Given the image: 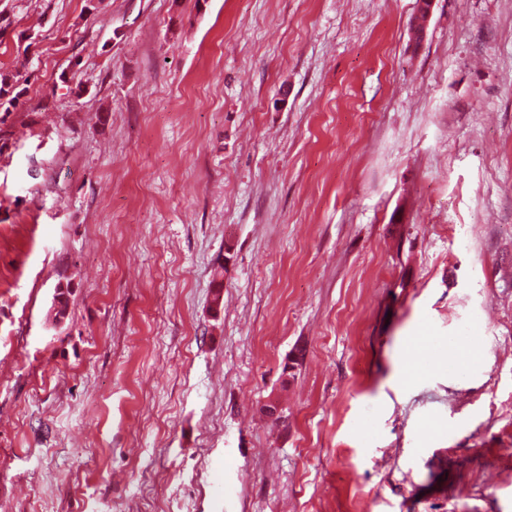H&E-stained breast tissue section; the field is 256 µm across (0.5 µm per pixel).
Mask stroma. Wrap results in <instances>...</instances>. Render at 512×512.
<instances>
[{
	"instance_id": "obj_1",
	"label": "stroma",
	"mask_w": 512,
	"mask_h": 512,
	"mask_svg": "<svg viewBox=\"0 0 512 512\" xmlns=\"http://www.w3.org/2000/svg\"><path fill=\"white\" fill-rule=\"evenodd\" d=\"M418 3L0 0V512H512V0Z\"/></svg>"
}]
</instances>
